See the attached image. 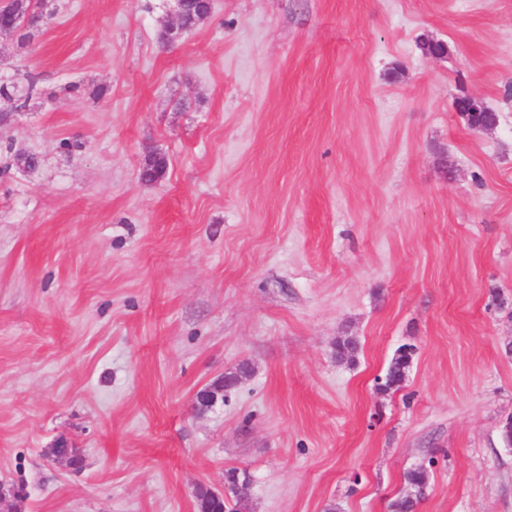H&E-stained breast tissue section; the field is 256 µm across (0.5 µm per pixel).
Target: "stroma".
I'll return each instance as SVG.
<instances>
[{
	"mask_svg": "<svg viewBox=\"0 0 512 512\" xmlns=\"http://www.w3.org/2000/svg\"><path fill=\"white\" fill-rule=\"evenodd\" d=\"M173 9L49 0L0 34L27 98L0 113L18 512H194L231 469L251 512H390L418 468L417 512H512V0H212L166 45ZM484 101L481 96L475 94H464L454 101L455 111L470 124L471 118L480 115ZM410 354L401 351L399 348L388 364L384 377L388 380V387L401 383L406 368L409 366Z\"/></svg>",
	"mask_w": 512,
	"mask_h": 512,
	"instance_id": "obj_1",
	"label": "stroma"
}]
</instances>
